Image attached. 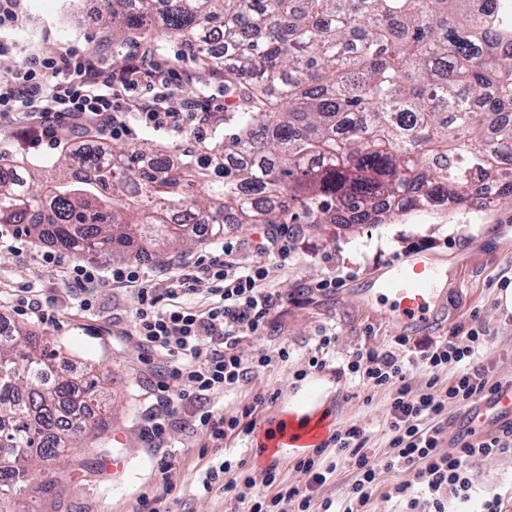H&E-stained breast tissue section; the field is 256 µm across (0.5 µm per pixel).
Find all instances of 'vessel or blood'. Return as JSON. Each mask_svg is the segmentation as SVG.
I'll use <instances>...</instances> for the list:
<instances>
[{"label": "vessel or blood", "instance_id": "b4317fda", "mask_svg": "<svg viewBox=\"0 0 512 512\" xmlns=\"http://www.w3.org/2000/svg\"><path fill=\"white\" fill-rule=\"evenodd\" d=\"M438 271L429 257L418 256L389 265L379 281L377 296L389 302V315L395 322L422 325L432 318L438 304L435 282ZM505 426L512 423V385L478 401L473 411L462 417L464 431L478 432L487 423Z\"/></svg>", "mask_w": 512, "mask_h": 512}]
</instances>
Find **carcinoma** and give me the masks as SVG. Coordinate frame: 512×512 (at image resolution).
<instances>
[{
	"label": "carcinoma",
	"instance_id": "cac0c4a2",
	"mask_svg": "<svg viewBox=\"0 0 512 512\" xmlns=\"http://www.w3.org/2000/svg\"><path fill=\"white\" fill-rule=\"evenodd\" d=\"M124 38L182 43L224 83V135L148 156L85 144L41 178L0 164V224L76 256L141 252L226 224H378L512 197V0H106ZM204 183V199L194 194ZM137 250H132V247ZM101 380L0 315V512L38 460L92 432Z\"/></svg>",
	"mask_w": 512,
	"mask_h": 512
}]
</instances>
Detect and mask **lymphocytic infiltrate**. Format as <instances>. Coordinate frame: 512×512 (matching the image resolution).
<instances>
[{"instance_id":"f902f5d3","label":"lymphocytic infiltrate","mask_w":512,"mask_h":512,"mask_svg":"<svg viewBox=\"0 0 512 512\" xmlns=\"http://www.w3.org/2000/svg\"><path fill=\"white\" fill-rule=\"evenodd\" d=\"M11 52L10 45L0 42V114L23 123L32 144L55 140L61 122L78 132L93 129L113 139H132L139 127L186 130L197 140L207 135L195 113L173 111L159 99L130 100L125 108H118L114 101L117 88L150 84L160 76L161 69L148 51L132 52L131 75L120 80L68 50L23 67L10 64ZM299 235L297 228L272 224L263 229L253 249L259 256L273 255L285 262L295 254ZM236 251V241L228 236L220 253L179 259V266H192L194 273L189 279H178L176 286L163 294L145 278L139 263L106 269L94 262L69 260L59 249L41 254L42 262L59 269L72 287L84 288L109 277L135 289V331L148 346L166 351L170 357L160 385L163 403L174 415L185 403L197 402L198 424L217 448L240 427L242 418L252 416L266 399L254 396L240 413L227 414L206 406L210 394L240 391L260 369L288 362L291 356L284 344L271 350L243 351L244 338L264 335L279 302L268 288L266 269L240 266ZM185 285L205 286L212 303H179L178 289ZM488 341L481 329L469 330L462 344L445 339L415 344L410 337L398 336L388 346L357 351L347 362V370L364 384L390 391L392 452L382 459L370 455L368 437L356 425L336 428L329 436L337 458L356 474L346 492L343 512H363L379 471L395 469L408 474L395 487L398 495L420 489L428 498L429 512H447L449 498L470 497L471 482L466 475L470 462L512 454V426L458 448L443 447V424L449 409L473 407L501 386L480 361ZM451 366L459 369L456 378L448 389H438V372ZM324 453L319 447L299 458L295 463L299 480L283 488L278 485L277 464L265 469L258 485L242 466L228 460L208 468L201 486L208 491L213 484H220L225 497L244 504L247 512H286L290 507L295 512H310L317 491L334 471L325 463ZM272 487L277 490L273 496L268 493ZM320 503L323 512H330L331 500Z\"/></svg>"}]
</instances>
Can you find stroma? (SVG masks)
Wrapping results in <instances>:
<instances>
[{"label": "stroma", "mask_w": 512, "mask_h": 512, "mask_svg": "<svg viewBox=\"0 0 512 512\" xmlns=\"http://www.w3.org/2000/svg\"><path fill=\"white\" fill-rule=\"evenodd\" d=\"M104 0H20L19 24L0 33L12 47L16 64L30 57L52 56L70 49L91 55L96 66L113 71L112 31L101 22ZM165 73L164 84L138 88L141 99L168 92L172 109L183 111L187 103L206 109L209 130L223 133L224 88L220 79L197 81V65L180 43L159 40L155 57ZM57 148L31 147L22 127L0 118V160H24L40 166L52 164L69 148L94 140V133L81 134L64 125L56 130ZM254 224H231L226 232L239 243L241 265L262 264L272 292L283 301L264 338H246L244 350L288 343L291 358L257 372L242 391L211 394V407L240 411L254 395L278 392L275 402L259 406L252 418L256 426L228 437L223 447H213L205 431L194 425L195 405H187L167 417L158 398V383L167 356L128 336L134 326L137 299L127 287L97 285L72 288L50 268L43 266L44 243L29 240L15 249L0 239V313L26 330L45 336L57 345L73 372L90 368L104 374L109 394L106 406L93 409L102 424L97 436L86 437L68 458L35 466L22 512H135L142 494L163 495L164 512H234L236 504L225 499L220 487L202 491L206 469L223 460L245 461L255 480L277 464L284 482L298 481L293 456L279 459L256 455L265 441L262 426L287 419L289 402L306 387H325L321 414L331 428L356 424L365 428L367 446L377 457L389 451L387 410L389 393L374 391L357 378L336 374L361 348H381L394 337L436 339L464 336L473 327H483L489 343L481 361L493 377L512 380V200L503 198L483 210L430 207L413 210L386 224H360L339 228L324 224L313 229L302 225L295 256L288 264L274 257L258 259L250 243ZM431 257L445 274L435 321L420 329L398 326L387 315L385 299L366 302L364 292L373 279L383 277L392 261L416 255ZM339 277L333 291H318L321 279ZM94 309L82 311V298ZM54 301L57 321L44 324L29 314L24 299ZM335 331L338 340L329 353V370L297 378L323 332ZM168 420L160 446H150L144 429L149 415ZM172 458L171 491H163L160 466ZM124 463L112 467L113 459ZM472 481L470 503L449 499L448 512H478L481 502L499 496L503 512H512V455L476 461L469 466ZM401 470L381 473L368 505L369 512H425L419 491L402 497L394 487L405 480Z\"/></svg>", "instance_id": "35a3bbf8"}]
</instances>
